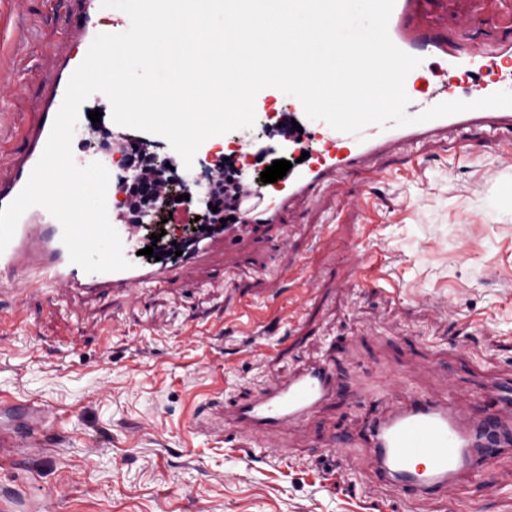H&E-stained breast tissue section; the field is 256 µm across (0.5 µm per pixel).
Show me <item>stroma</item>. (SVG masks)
<instances>
[{"label": "stroma", "mask_w": 512, "mask_h": 512, "mask_svg": "<svg viewBox=\"0 0 512 512\" xmlns=\"http://www.w3.org/2000/svg\"><path fill=\"white\" fill-rule=\"evenodd\" d=\"M77 0H0V101L31 126L60 35ZM475 40L512 39V15L481 0ZM37 33L15 69L19 29ZM55 55L42 54L44 44ZM92 135L76 129L85 166L112 156V112ZM281 96L252 128L225 134L229 161L261 173L278 160L237 155L238 139L265 146ZM389 173L357 172L326 189L279 229L138 301L27 296L0 330V400H33L51 418L44 447L0 463V512H512V453L494 487L473 478L444 497L404 495L378 480L365 448L368 421L429 394L468 411L512 377V168L488 134L403 150ZM332 221L329 237L313 233ZM287 287L269 278L292 260ZM111 342H104V334ZM291 349L278 352L282 339ZM327 364L342 401L276 436L224 443L225 401L307 365Z\"/></svg>", "instance_id": "35a3bbf8"}]
</instances>
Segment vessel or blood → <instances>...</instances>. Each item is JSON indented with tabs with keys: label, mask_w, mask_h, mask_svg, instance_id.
Instances as JSON below:
<instances>
[{
	"label": "vessel or blood",
	"mask_w": 512,
	"mask_h": 512,
	"mask_svg": "<svg viewBox=\"0 0 512 512\" xmlns=\"http://www.w3.org/2000/svg\"><path fill=\"white\" fill-rule=\"evenodd\" d=\"M82 3V11L68 23L64 36L86 49L98 35L100 24L95 0ZM425 3L395 0L388 24L394 44L422 60L405 81V90L414 99L413 114L451 96L474 101L512 81V41H473L469 31L477 18L472 14L460 15L454 34H445L421 21ZM73 72V65L64 61L52 73L49 94L35 103V126H9L8 113H0V161L9 168L8 177L0 178V209L25 187ZM278 121V151L303 155V162L295 164L283 186L268 196L229 185L232 220L203 232L184 247L180 264L85 272L71 263L60 223L36 206L21 216L13 238L0 252V279L25 280L32 293H84L132 300L145 284L186 277L217 253L234 255L250 233L280 224L285 212L315 200L343 175L377 168L404 147L437 143L452 131L480 130L512 139V107L472 110L406 127L385 129L370 124L356 135L336 131L322 120H309L300 106L280 113ZM340 397L330 368L313 364L269 385L256 397L235 403L230 414L244 431L273 434L300 426L320 407ZM48 429L49 418L42 405L1 402L0 461L13 462L44 446ZM366 446L378 478L407 496H438L462 477H488L492 459L512 452V380L500 382L496 398L468 414L441 398H410L372 420Z\"/></svg>",
	"instance_id": "vessel-or-blood-1"
}]
</instances>
